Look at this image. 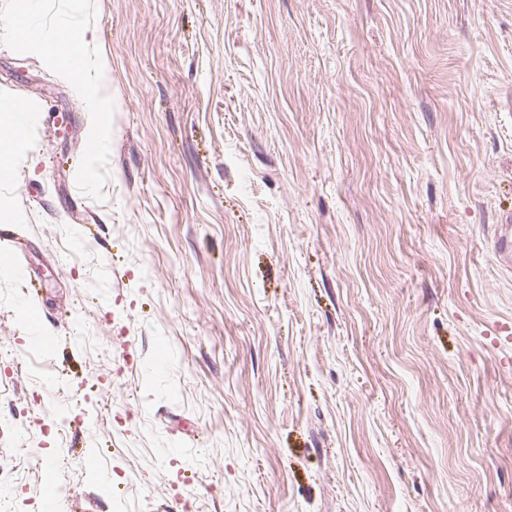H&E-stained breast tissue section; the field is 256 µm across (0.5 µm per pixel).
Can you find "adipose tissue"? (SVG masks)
Segmentation results:
<instances>
[{
  "label": "adipose tissue",
  "mask_w": 512,
  "mask_h": 512,
  "mask_svg": "<svg viewBox=\"0 0 512 512\" xmlns=\"http://www.w3.org/2000/svg\"><path fill=\"white\" fill-rule=\"evenodd\" d=\"M0 27L32 43L52 65L79 74L82 88H89L92 81L104 77L103 65L89 67L85 53L86 39L79 29L36 30L23 15L0 17Z\"/></svg>",
  "instance_id": "1"
}]
</instances>
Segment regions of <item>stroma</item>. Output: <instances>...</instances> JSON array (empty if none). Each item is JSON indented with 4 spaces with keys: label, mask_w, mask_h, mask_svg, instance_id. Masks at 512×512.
<instances>
[{
    "label": "stroma",
    "mask_w": 512,
    "mask_h": 512,
    "mask_svg": "<svg viewBox=\"0 0 512 512\" xmlns=\"http://www.w3.org/2000/svg\"><path fill=\"white\" fill-rule=\"evenodd\" d=\"M14 512H512V0H0ZM107 134L82 150L92 125ZM38 315L54 344L29 342ZM0 26L12 31L18 38L32 43L52 65L73 74L78 73L80 86L97 101L94 93L90 90V85L91 82L97 83L103 79L105 64L103 60H100L95 67L93 79H90L85 53L87 42L79 29L36 30L31 27L29 19L25 15L0 17ZM0 176H6L12 170V149L19 141L22 130L20 122L10 116L0 118ZM512 219L506 216L501 230L492 242L493 250L499 255L506 268L512 267Z\"/></svg>",
    "instance_id": "stroma-1"
}]
</instances>
